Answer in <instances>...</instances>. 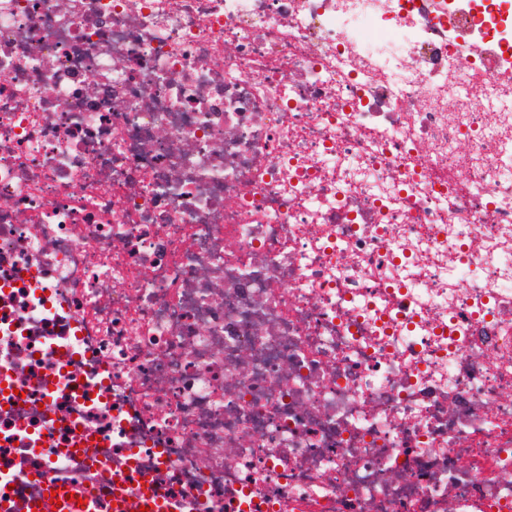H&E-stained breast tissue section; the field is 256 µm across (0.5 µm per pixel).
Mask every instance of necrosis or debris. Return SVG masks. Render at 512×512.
Returning a JSON list of instances; mask_svg holds the SVG:
<instances>
[{"label":"necrosis or debris","instance_id":"1","mask_svg":"<svg viewBox=\"0 0 512 512\" xmlns=\"http://www.w3.org/2000/svg\"><path fill=\"white\" fill-rule=\"evenodd\" d=\"M512 512V0H0V512ZM43 484H46V487L43 489L42 496L26 502L23 506L25 512H32V508H35L36 512H45L46 505L50 503V499H55L53 505H55L56 512H95V504L100 498L110 500L111 510L113 512H128L132 510L129 507V497L122 485H115V487L107 489L104 492H99L96 497H88L84 495V490L81 485L73 484L59 477L46 479L43 481ZM51 490H55L54 497H51ZM69 492H74L76 499L77 497L82 498L83 505L77 507L76 501L67 502L66 495ZM57 499H60L61 506H57ZM38 502H42V508H39Z\"/></svg>","mask_w":512,"mask_h":512}]
</instances>
